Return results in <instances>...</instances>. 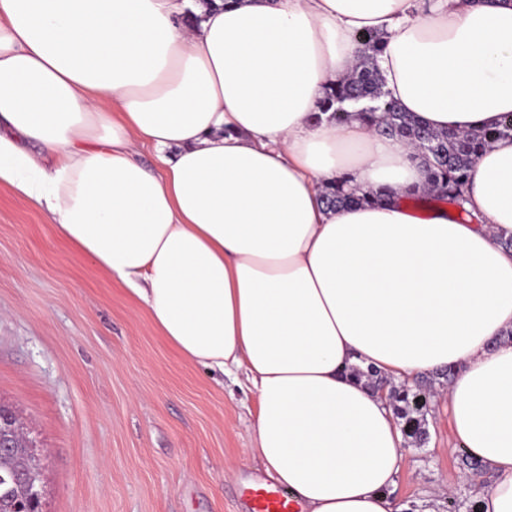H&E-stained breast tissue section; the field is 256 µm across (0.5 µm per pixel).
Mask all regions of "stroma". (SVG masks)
Returning <instances> with one entry per match:
<instances>
[{
    "label": "stroma",
    "mask_w": 512,
    "mask_h": 512,
    "mask_svg": "<svg viewBox=\"0 0 512 512\" xmlns=\"http://www.w3.org/2000/svg\"><path fill=\"white\" fill-rule=\"evenodd\" d=\"M0 405L40 455L42 512H249L266 481L247 456L255 397L245 371L183 359L118 283L56 237L47 216L0 185ZM406 446L396 497L444 512L460 479L448 408Z\"/></svg>",
    "instance_id": "35a3bbf8"
}]
</instances>
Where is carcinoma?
Segmentation results:
<instances>
[{"mask_svg": "<svg viewBox=\"0 0 512 512\" xmlns=\"http://www.w3.org/2000/svg\"><path fill=\"white\" fill-rule=\"evenodd\" d=\"M356 39L362 43L363 53L347 76L325 88L316 119L324 115L327 120L339 123L349 117L348 112L339 109L341 103L352 99L367 103L359 116L374 125L377 131L413 145L424 160L426 197L462 206L463 188L474 157L492 141L512 137V114L503 116L493 127L470 132L429 129L414 114L403 111L384 90V79L376 65V59L384 49L382 36L364 31L356 34ZM379 198L376 193L352 187L347 176L324 187L322 193L328 208L358 205ZM355 375L374 388L388 389L396 417L401 420L402 431L410 444L419 448L425 445L428 439L425 416L430 410L431 384L396 385L373 368L357 369ZM25 464V457L19 451L0 456V503L6 508L13 504L21 507L29 499L30 485L19 480Z\"/></svg>", "mask_w": 512, "mask_h": 512, "instance_id": "obj_1", "label": "carcinoma"}]
</instances>
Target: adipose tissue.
Returning <instances> with one entry per match:
<instances>
[{
	"label": "adipose tissue",
	"instance_id": "adipose-tissue-1",
	"mask_svg": "<svg viewBox=\"0 0 512 512\" xmlns=\"http://www.w3.org/2000/svg\"><path fill=\"white\" fill-rule=\"evenodd\" d=\"M0 0V183L125 286L168 344L245 370L266 474L302 512H408L402 431L354 368H454L452 435L512 512V138L475 159L470 220L401 197L415 150L324 89L381 33L386 88L427 127L512 113V0ZM150 146V169L135 157ZM383 200L329 210L341 176Z\"/></svg>",
	"mask_w": 512,
	"mask_h": 512
}]
</instances>
